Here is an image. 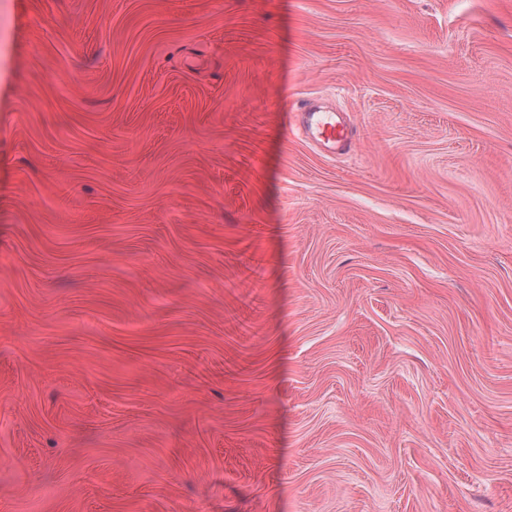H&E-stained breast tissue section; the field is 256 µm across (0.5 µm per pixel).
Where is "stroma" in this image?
<instances>
[{"label":"stroma","instance_id":"stroma-1","mask_svg":"<svg viewBox=\"0 0 512 512\" xmlns=\"http://www.w3.org/2000/svg\"><path fill=\"white\" fill-rule=\"evenodd\" d=\"M0 15V512H512V0ZM314 125L306 122V131L310 138L320 145H336V143H349L350 129L338 120L336 112H319Z\"/></svg>","mask_w":512,"mask_h":512}]
</instances>
